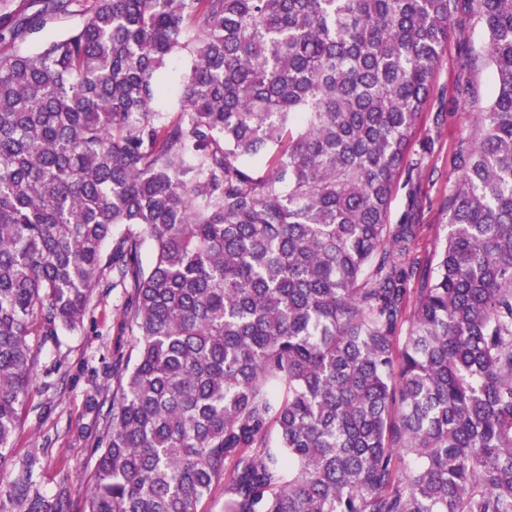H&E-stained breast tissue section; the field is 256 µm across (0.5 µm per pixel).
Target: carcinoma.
I'll list each match as a JSON object with an SVG mask.
<instances>
[{"instance_id":"carcinoma-1","label":"carcinoma","mask_w":512,"mask_h":512,"mask_svg":"<svg viewBox=\"0 0 512 512\" xmlns=\"http://www.w3.org/2000/svg\"><path fill=\"white\" fill-rule=\"evenodd\" d=\"M33 2L0 44L83 21L0 53V472L31 337L107 285L134 355L85 512H205L218 487L223 512H512V0ZM474 5L495 92L412 288L422 225L390 206ZM39 463L0 479V512H68ZM80 23V18L76 16L64 17L56 19L48 24L41 34H35L26 39L24 42L17 43V47L21 50L33 49L39 41L55 38L59 35L74 29ZM189 58L186 54L174 57L168 64V75L166 83L168 90L166 96L160 101V106H169L177 102L178 84L177 80L188 68Z\"/></svg>"}]
</instances>
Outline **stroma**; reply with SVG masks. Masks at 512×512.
Listing matches in <instances>:
<instances>
[{
    "instance_id": "35a3bbf8",
    "label": "stroma",
    "mask_w": 512,
    "mask_h": 512,
    "mask_svg": "<svg viewBox=\"0 0 512 512\" xmlns=\"http://www.w3.org/2000/svg\"><path fill=\"white\" fill-rule=\"evenodd\" d=\"M490 76L487 36L477 16H467L450 32L429 107L417 127L416 144L428 141L432 149L412 174V190H398L390 208L391 221L411 211L423 224L421 257L431 256L447 233L442 200L459 175L454 156L461 139L474 133L476 114L490 98ZM462 82L470 87L469 98L456 94ZM440 112L447 115L441 124L436 121ZM123 304L121 289H96L83 323L58 340L43 343L36 382L7 463L12 473L29 452L38 453L35 483L48 495L61 485L70 486L69 512H83L85 490L91 484L90 452L109 410L101 392L112 386L116 360L127 357L133 346L123 323Z\"/></svg>"
}]
</instances>
